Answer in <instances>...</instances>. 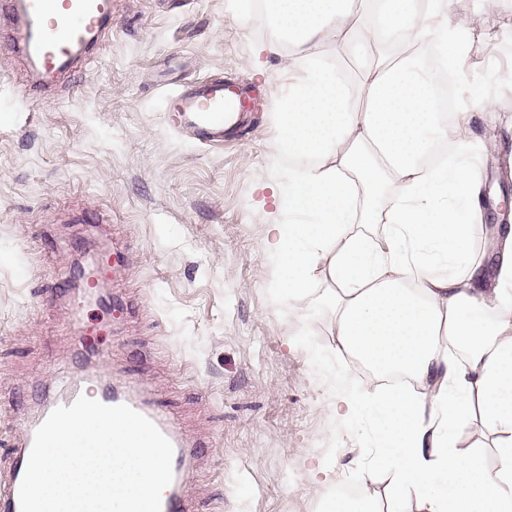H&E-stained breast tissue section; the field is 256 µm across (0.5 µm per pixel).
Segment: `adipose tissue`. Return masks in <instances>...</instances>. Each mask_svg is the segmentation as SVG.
Returning <instances> with one entry per match:
<instances>
[{
    "label": "adipose tissue",
    "instance_id": "obj_1",
    "mask_svg": "<svg viewBox=\"0 0 512 512\" xmlns=\"http://www.w3.org/2000/svg\"><path fill=\"white\" fill-rule=\"evenodd\" d=\"M263 16L295 72L277 112L290 163L277 199L288 221L272 227L277 292L329 304L338 350L416 384L345 396L348 418L375 423L368 466L389 476V512H512V228L487 287L472 250L483 183L467 162L482 149L472 121L496 104L483 95L438 120L433 79L410 51L434 43L457 77L473 36L452 0H264ZM328 45L335 60L318 53ZM474 413L497 436L495 467L453 444Z\"/></svg>",
    "mask_w": 512,
    "mask_h": 512
}]
</instances>
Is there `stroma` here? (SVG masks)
Listing matches in <instances>:
<instances>
[{
	"label": "stroma",
	"mask_w": 512,
	"mask_h": 512,
	"mask_svg": "<svg viewBox=\"0 0 512 512\" xmlns=\"http://www.w3.org/2000/svg\"><path fill=\"white\" fill-rule=\"evenodd\" d=\"M476 38L461 101L492 94L475 130L485 190L512 196V0H454ZM257 0H115L94 61L30 98L26 67L0 48V490L22 422L64 394L115 378L144 383L183 434L203 442L187 492L196 512H322L346 485L370 487L372 423L345 421L341 386L373 373L335 351L331 311L288 304L271 282L274 190L288 159L276 102L288 48ZM221 78L264 102L228 142L176 128L166 99ZM81 264L124 304L95 303L88 284L48 296ZM99 357L78 346L77 329ZM494 466L495 436L471 418L453 432ZM335 482L324 480L325 472Z\"/></svg>",
	"instance_id": "stroma-1"
}]
</instances>
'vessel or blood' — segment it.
Returning <instances> with one entry per match:
<instances>
[{
  "mask_svg": "<svg viewBox=\"0 0 512 512\" xmlns=\"http://www.w3.org/2000/svg\"><path fill=\"white\" fill-rule=\"evenodd\" d=\"M112 30V0H0V44L27 65L24 94L56 86L87 62ZM169 111L208 145L223 141L224 128L251 111L258 100L248 87L221 80H200L173 91ZM96 400L125 404L152 420L173 445V480L162 494L161 512H194L184 491V477L194 445L170 417L147 398L138 385H99ZM35 425H26L17 444L15 474L7 495L0 496V512H20L18 479L23 476L33 444Z\"/></svg>",
  "mask_w": 512,
  "mask_h": 512,
  "instance_id": "vessel-or-blood-1",
  "label": "vessel or blood"
}]
</instances>
